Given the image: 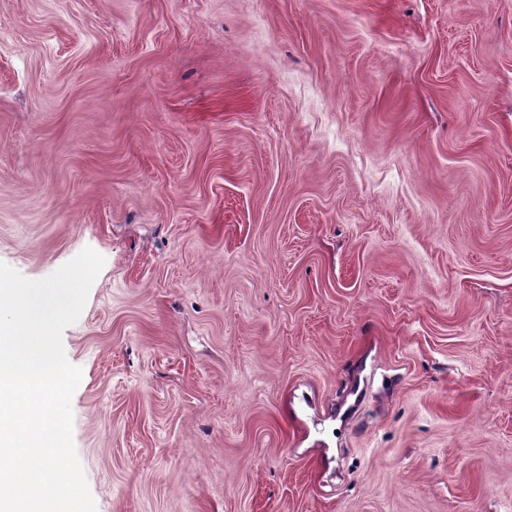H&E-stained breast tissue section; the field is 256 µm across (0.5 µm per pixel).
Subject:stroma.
I'll return each instance as SVG.
<instances>
[{
    "mask_svg": "<svg viewBox=\"0 0 512 512\" xmlns=\"http://www.w3.org/2000/svg\"><path fill=\"white\" fill-rule=\"evenodd\" d=\"M97 512H512V0H0V261Z\"/></svg>",
    "mask_w": 512,
    "mask_h": 512,
    "instance_id": "obj_1",
    "label": "stroma"
}]
</instances>
